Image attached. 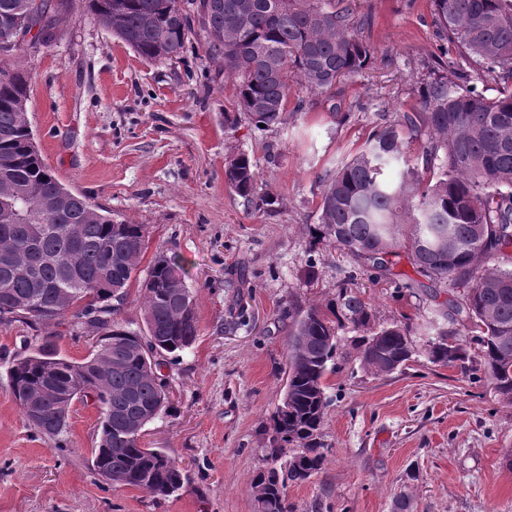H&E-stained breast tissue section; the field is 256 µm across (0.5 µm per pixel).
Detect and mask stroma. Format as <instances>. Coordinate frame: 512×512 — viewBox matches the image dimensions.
Returning <instances> with one entry per match:
<instances>
[{
	"instance_id": "stroma-1",
	"label": "stroma",
	"mask_w": 512,
	"mask_h": 512,
	"mask_svg": "<svg viewBox=\"0 0 512 512\" xmlns=\"http://www.w3.org/2000/svg\"><path fill=\"white\" fill-rule=\"evenodd\" d=\"M366 68L325 93L290 95L283 123L255 128L237 105L235 81L200 42L149 61L91 12L77 7L52 41L0 59L30 73L28 118L45 162L67 187L114 219L146 225L139 268L156 251L177 255L194 296L193 346L161 372L171 406L141 443L187 470L178 496L158 500L105 485L91 470L99 412L76 401L66 448L30 426L7 368L32 336H53L61 355L88 356L67 324L0 323V512H255L252 482L275 434L271 417L287 384L289 301L323 305L339 288L358 292L377 322L409 320L423 332L437 300L395 287L414 276L407 256L391 274L362 267L334 247H311L321 180L368 137L418 111L415 89L440 45L432 0H351ZM233 152L257 164L259 208L224 182ZM319 275L305 277L307 259ZM326 377L333 401L321 441L322 470L286 494L296 512H512V403L457 367L416 355L375 376L352 354Z\"/></svg>"
}]
</instances>
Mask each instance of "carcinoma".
Returning <instances> with one entry per match:
<instances>
[{
  "label": "carcinoma",
  "instance_id": "obj_1",
  "mask_svg": "<svg viewBox=\"0 0 512 512\" xmlns=\"http://www.w3.org/2000/svg\"><path fill=\"white\" fill-rule=\"evenodd\" d=\"M89 10L139 55L154 61L183 54L190 37L235 79L241 111L268 127L283 120L291 81L311 92L355 75L370 52L354 34L349 0H86ZM448 43L478 65L479 82L438 72L417 88L419 111L405 112L322 179L319 223L311 246L336 244L355 261L389 271L404 252L419 281L411 293L437 286L453 293L440 314L446 326L424 345L438 366L468 369L469 337L479 346L477 378L512 402V269L497 265L512 244V0H432ZM69 0H0V38L47 43ZM29 74L0 68V322L43 325L71 317L97 339L78 363L59 355L46 337L8 370L9 389L27 422L61 443L77 400L99 411L92 470L110 485L166 499L187 474L164 452L135 435L169 404L160 358L190 348L198 336L193 296L174 256L158 254L141 295L143 326L117 318L146 246L147 228L114 220L87 197L70 193L43 161L28 114ZM496 95H487L485 84ZM420 143L423 174L404 145ZM256 163L245 153L224 167V181L257 205ZM29 262L18 272L14 256ZM287 390L273 416L279 444L267 449L253 479L258 512H294L286 487L322 469L325 410L332 401L325 376L349 345L362 368L390 374L415 353L407 322L375 323L372 306L350 288L303 311L288 303ZM467 333L461 334L460 327ZM352 337H347V334Z\"/></svg>",
  "mask_w": 512,
  "mask_h": 512
}]
</instances>
